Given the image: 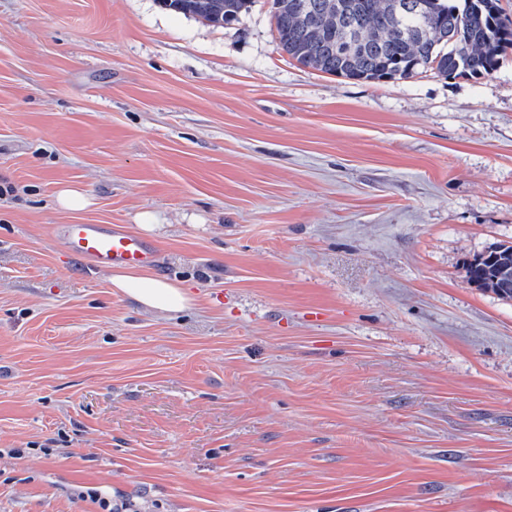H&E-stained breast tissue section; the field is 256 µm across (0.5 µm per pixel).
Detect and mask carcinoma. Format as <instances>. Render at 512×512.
<instances>
[{"instance_id":"1","label":"carcinoma","mask_w":512,"mask_h":512,"mask_svg":"<svg viewBox=\"0 0 512 512\" xmlns=\"http://www.w3.org/2000/svg\"><path fill=\"white\" fill-rule=\"evenodd\" d=\"M165 7L224 26L254 0H159ZM272 0L279 47L305 67L357 82L413 77L435 70L446 77L492 74L512 51V17L499 0ZM469 282L512 299V242L494 243L486 257L466 262Z\"/></svg>"}]
</instances>
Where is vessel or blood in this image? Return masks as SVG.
I'll return each mask as SVG.
<instances>
[{"label": "vessel or blood", "mask_w": 512, "mask_h": 512, "mask_svg": "<svg viewBox=\"0 0 512 512\" xmlns=\"http://www.w3.org/2000/svg\"><path fill=\"white\" fill-rule=\"evenodd\" d=\"M54 238L74 257L95 270L150 265V244L119 224H56Z\"/></svg>", "instance_id": "1"}]
</instances>
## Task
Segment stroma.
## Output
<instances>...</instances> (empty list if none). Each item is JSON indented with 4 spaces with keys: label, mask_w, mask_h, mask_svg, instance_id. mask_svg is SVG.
<instances>
[{
    "label": "stroma",
    "mask_w": 512,
    "mask_h": 512,
    "mask_svg": "<svg viewBox=\"0 0 512 512\" xmlns=\"http://www.w3.org/2000/svg\"><path fill=\"white\" fill-rule=\"evenodd\" d=\"M0 187V512H512V300L465 270L512 241V52L362 83L271 0H0ZM77 223L190 308L117 293ZM165 7L185 15L198 16L224 26L239 20L252 7L254 0H158ZM54 238L95 270L142 267L155 261L150 244L120 224H56Z\"/></svg>",
    "instance_id": "1"
}]
</instances>
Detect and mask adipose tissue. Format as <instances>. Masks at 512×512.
Here are the masks:
<instances>
[{
    "mask_svg": "<svg viewBox=\"0 0 512 512\" xmlns=\"http://www.w3.org/2000/svg\"><path fill=\"white\" fill-rule=\"evenodd\" d=\"M112 287L141 306L164 313L185 310L191 298L176 283L137 270H120L110 278Z\"/></svg>",
    "mask_w": 512,
    "mask_h": 512,
    "instance_id": "ef3b65f1",
    "label": "adipose tissue"
}]
</instances>
